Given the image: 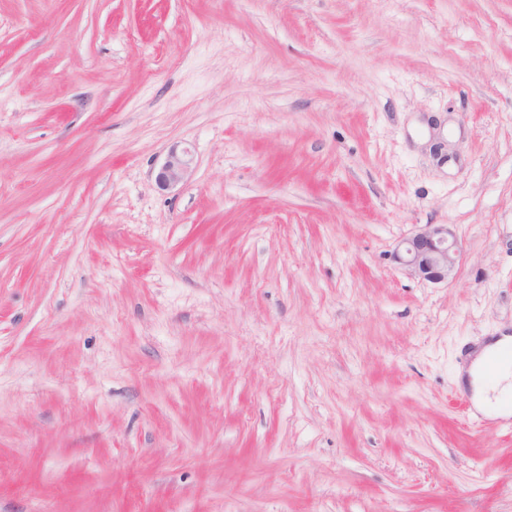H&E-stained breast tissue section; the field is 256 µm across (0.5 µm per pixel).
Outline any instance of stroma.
Here are the masks:
<instances>
[{"mask_svg":"<svg viewBox=\"0 0 512 512\" xmlns=\"http://www.w3.org/2000/svg\"><path fill=\"white\" fill-rule=\"evenodd\" d=\"M506 334L512 0H0V512H512ZM192 162V153L188 148L179 149L178 145H174L157 170L155 175L157 187L166 191L177 186L189 175ZM461 256L462 247L450 224H427L393 251V259L411 275L432 283L448 282ZM511 343L512 336H501L486 344L471 359L466 369V380L473 392L474 406L485 415L506 418L512 414V407L509 404V396L512 392V370L502 371L493 386L485 381L483 373L488 356L501 349L509 348Z\"/></svg>","mask_w":512,"mask_h":512,"instance_id":"stroma-1","label":"stroma"}]
</instances>
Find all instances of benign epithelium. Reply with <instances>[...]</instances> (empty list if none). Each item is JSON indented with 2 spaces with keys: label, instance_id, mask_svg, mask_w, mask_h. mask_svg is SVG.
Wrapping results in <instances>:
<instances>
[{
  "label": "benign epithelium",
  "instance_id": "7a95c632",
  "mask_svg": "<svg viewBox=\"0 0 512 512\" xmlns=\"http://www.w3.org/2000/svg\"><path fill=\"white\" fill-rule=\"evenodd\" d=\"M192 153L173 146L155 175L157 187L166 191L182 182L190 173ZM462 256V247L449 224H427L415 235L400 241L393 259L410 274L432 283L447 281Z\"/></svg>",
  "mask_w": 512,
  "mask_h": 512
}]
</instances>
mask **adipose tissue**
<instances>
[{
	"instance_id": "1",
	"label": "adipose tissue",
	"mask_w": 512,
	"mask_h": 512,
	"mask_svg": "<svg viewBox=\"0 0 512 512\" xmlns=\"http://www.w3.org/2000/svg\"><path fill=\"white\" fill-rule=\"evenodd\" d=\"M512 338L502 336L483 346L471 359L467 369V384L473 392L475 408L488 416H512V370L502 371L495 384H488L483 367L492 353L511 347Z\"/></svg>"
}]
</instances>
